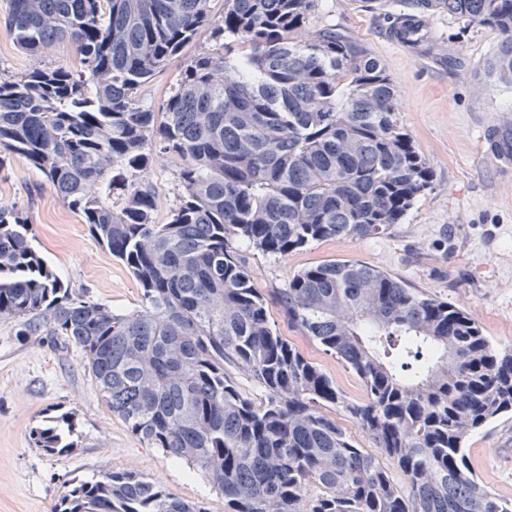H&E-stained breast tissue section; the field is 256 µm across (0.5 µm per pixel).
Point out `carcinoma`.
Returning a JSON list of instances; mask_svg holds the SVG:
<instances>
[{"mask_svg":"<svg viewBox=\"0 0 512 512\" xmlns=\"http://www.w3.org/2000/svg\"><path fill=\"white\" fill-rule=\"evenodd\" d=\"M393 33L417 48L446 12L500 32L487 73L512 83V0H411ZM317 0H9L7 35L34 58L0 71V163L25 159L139 285L115 313L73 295L0 203V318L18 335L51 327L127 429L203 470L229 512H512L486 490L464 443L512 411V347L498 348L461 306L373 267L333 261L277 291L289 324L350 368L348 398L271 324L240 249L272 256L398 224L432 181L396 119L381 61L344 30L312 29ZM210 30L163 119L139 105L153 76ZM71 41L75 72L46 61ZM171 165L178 202L157 222L148 181ZM247 375L248 393L234 373ZM372 439L404 476L358 447ZM67 452L60 427L33 432ZM54 512H207L135 470H110ZM340 422L344 427L347 428V431L352 436L354 442L359 445L358 447L367 448L369 451H371L378 458L380 463L391 469L395 482L403 489H406V481L404 476L395 468H393L390 461H388L384 455H381L378 448H373V442L369 435L359 428L353 426L350 422L345 420H340Z\"/></svg>","mask_w":512,"mask_h":512,"instance_id":"1","label":"carcinoma"}]
</instances>
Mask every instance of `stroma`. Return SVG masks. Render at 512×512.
Wrapping results in <instances>:
<instances>
[{
    "mask_svg": "<svg viewBox=\"0 0 512 512\" xmlns=\"http://www.w3.org/2000/svg\"><path fill=\"white\" fill-rule=\"evenodd\" d=\"M410 0H319L311 27L349 33L384 64L398 94L399 125L428 160L432 184L387 234L313 242L283 257L253 251L245 258L262 293L286 287L298 271L331 261L364 264L408 287L463 306L484 336L512 347V161L490 150L492 129L512 124V85L490 82L486 63L501 36L464 26L448 13L427 19L430 44L414 49L390 32ZM456 50L461 64L449 66ZM186 48L141 90L143 108L162 111L182 69ZM17 205L33 245L64 286L117 313L140 305V290L85 224L22 158L0 163V201ZM271 321L352 399L357 375L288 325L279 306ZM68 417L69 452L51 455L33 440L35 428ZM465 452L479 482L512 499V413L472 432ZM107 469H132L167 493L225 512L224 497L206 474L131 435L108 408L85 368L82 351L62 338L19 336L0 318V512H53L61 497Z\"/></svg>",
    "mask_w": 512,
    "mask_h": 512,
    "instance_id": "35a3bbf8",
    "label": "stroma"
}]
</instances>
